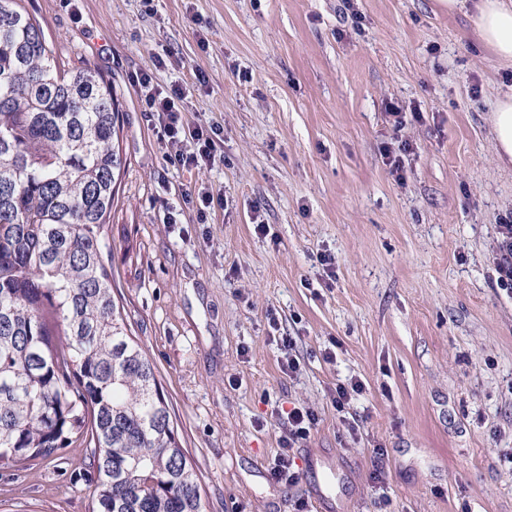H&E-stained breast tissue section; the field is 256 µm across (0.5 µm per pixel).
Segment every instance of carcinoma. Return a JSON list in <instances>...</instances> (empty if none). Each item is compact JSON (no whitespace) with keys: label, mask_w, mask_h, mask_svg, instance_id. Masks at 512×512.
<instances>
[{"label":"carcinoma","mask_w":512,"mask_h":512,"mask_svg":"<svg viewBox=\"0 0 512 512\" xmlns=\"http://www.w3.org/2000/svg\"><path fill=\"white\" fill-rule=\"evenodd\" d=\"M0 0V469L91 450V512H205L156 368L113 296L112 86Z\"/></svg>","instance_id":"1"}]
</instances>
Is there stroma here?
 I'll return each mask as SVG.
<instances>
[{"label": "stroma", "instance_id": "35a3bbf8", "mask_svg": "<svg viewBox=\"0 0 512 512\" xmlns=\"http://www.w3.org/2000/svg\"><path fill=\"white\" fill-rule=\"evenodd\" d=\"M23 6L119 101L105 261L206 512H512V294L495 270L512 166L492 133L512 69L469 15L439 0ZM144 73L183 87L184 124L217 127L223 163L168 161ZM390 102L419 118L393 130ZM404 142L398 178L383 149ZM352 377L364 390L342 414L334 389ZM296 407L317 422L288 487L271 467ZM88 463L74 448L0 470V512H88Z\"/></svg>", "mask_w": 512, "mask_h": 512}]
</instances>
